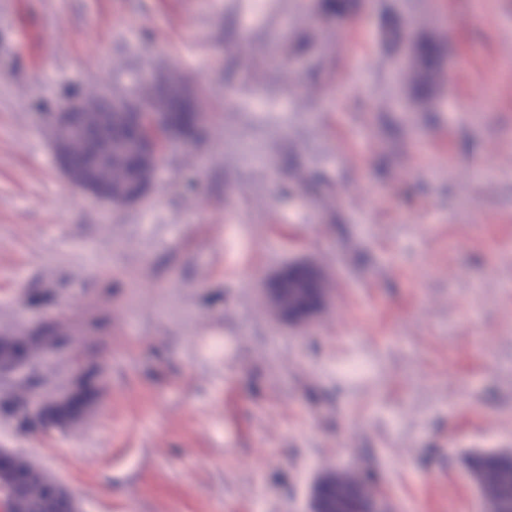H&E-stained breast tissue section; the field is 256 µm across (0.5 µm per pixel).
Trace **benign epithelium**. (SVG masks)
I'll return each mask as SVG.
<instances>
[{
	"label": "benign epithelium",
	"mask_w": 512,
	"mask_h": 512,
	"mask_svg": "<svg viewBox=\"0 0 512 512\" xmlns=\"http://www.w3.org/2000/svg\"><path fill=\"white\" fill-rule=\"evenodd\" d=\"M90 101L91 98L85 95L72 97L47 113L49 122L57 131L53 154L58 168L70 184L100 204L133 205L150 192L153 182H136L128 193L115 198L112 190L95 177L106 139L114 134L125 138L132 142L135 159L147 156L158 165L161 163L162 146H184V137L171 123L170 106L157 87L147 94L134 93L113 101L112 107L125 115L123 124L116 128L106 121L104 113L91 110ZM75 152L82 153L86 159V166L81 171L72 169L69 164L70 156ZM297 275L310 277L315 288L311 297L292 301L285 288L288 280ZM264 291L274 316L285 325L312 322L327 302L323 275L307 261L290 262L276 271L267 279ZM50 328L60 336L56 344L44 349L41 363L65 362L68 369L64 381L51 392L33 385L15 401V417L31 422L43 435L61 431L81 417L101 398L103 382L98 360L77 355V350L62 336L64 329L58 327L57 319L53 317L28 324L22 339L11 333L0 336V380L10 383L32 380L34 362L31 349L47 341ZM18 459L19 454L0 448V512H28L30 507L33 477L20 468ZM43 481V512H54L60 499L67 500L69 512H80L77 501L64 487L47 476ZM334 485V472H325L315 480L310 495V512H327L325 493ZM380 498L376 486L361 476L358 478V507L351 512H381Z\"/></svg>",
	"instance_id": "benign-epithelium-1"
}]
</instances>
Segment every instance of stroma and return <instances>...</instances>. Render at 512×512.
<instances>
[{
    "label": "stroma",
    "mask_w": 512,
    "mask_h": 512,
    "mask_svg": "<svg viewBox=\"0 0 512 512\" xmlns=\"http://www.w3.org/2000/svg\"><path fill=\"white\" fill-rule=\"evenodd\" d=\"M0 0V332L100 331L99 406L16 451L82 512H307L325 472L387 512H489L512 455V0ZM446 55L409 93L412 41ZM181 79L207 138L150 193L72 187L46 114ZM325 276L311 324L261 288ZM419 51L421 65L415 71L410 94L416 102L426 104L436 93V72L441 49L431 39H420ZM297 275L310 277L314 281L315 288L311 297L292 301L288 298L285 288H288V280ZM264 291L266 302L274 316L285 325L312 322L327 302L323 275L315 265L307 261L290 262L276 271L267 279ZM475 482L488 500L491 511L500 512L501 501L512 503V455L488 453L469 460Z\"/></svg>",
    "instance_id": "stroma-1"
}]
</instances>
